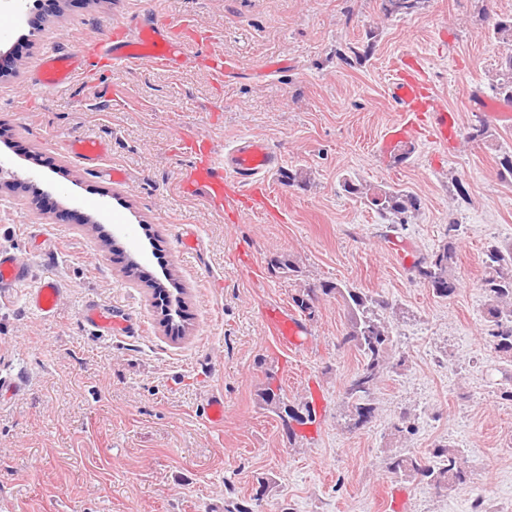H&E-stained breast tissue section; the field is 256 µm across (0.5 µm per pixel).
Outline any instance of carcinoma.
<instances>
[{
    "instance_id": "1",
    "label": "carcinoma",
    "mask_w": 512,
    "mask_h": 512,
    "mask_svg": "<svg viewBox=\"0 0 512 512\" xmlns=\"http://www.w3.org/2000/svg\"><path fill=\"white\" fill-rule=\"evenodd\" d=\"M418 3L420 0H382V9L386 16L408 14L418 7ZM491 32L495 42L512 46V15L491 18ZM492 89L503 101L512 102V52L501 58ZM343 188L351 195L367 199L378 211L397 219L401 225L404 224L401 216L420 208L419 199L401 189L371 192L352 180L344 181ZM454 264L456 249L453 243L447 242L430 257L419 261L415 271L437 296L448 298L458 288L457 280L451 275ZM482 265V288L489 296L486 307L489 336L497 352L512 357V242L488 245L483 252ZM320 291L324 295H338L348 309L350 327L343 343L362 355L363 365L347 380L344 399L351 419H369L375 411L369 398L376 387L379 372L386 364L390 344L388 327L377 310L387 309L388 302L337 283L323 284ZM259 397L261 405L279 417L287 409L280 393L269 384ZM460 455V451L450 453L444 446L434 449L429 455L416 452L396 454L387 459V469L395 475L419 477L436 488H446L451 483L466 481L467 472L458 466Z\"/></svg>"
}]
</instances>
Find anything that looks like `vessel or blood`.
Here are the masks:
<instances>
[{
  "label": "vessel or blood",
  "mask_w": 512,
  "mask_h": 512,
  "mask_svg": "<svg viewBox=\"0 0 512 512\" xmlns=\"http://www.w3.org/2000/svg\"><path fill=\"white\" fill-rule=\"evenodd\" d=\"M196 26L186 20L175 25L160 15L141 24L138 36H131L127 28H120L112 37L98 43L97 49L105 59L118 65L147 64L169 70L176 69L191 49L200 44L195 36ZM86 58L81 49L66 51L48 50L37 66L35 84L39 87H57L70 82L81 74ZM391 96L397 118L389 124L375 145L382 155L399 154L417 148L422 125H429L430 139L438 144L448 143L457 136V115L441 99L432 95L422 72H396L392 80ZM184 148L194 164L187 172L188 189L197 195L213 199L224 208H237L244 200L236 183L245 181L254 201L266 200L265 178L279 169L281 156L264 138L252 137L232 146L223 161H216L211 147L194 133L182 138ZM69 153L87 161L100 160L107 147L100 142L72 140L67 145ZM247 192V193H248ZM26 291L29 308L48 315L55 311L61 285L53 277L34 280L30 262L9 250H0V294L13 289ZM82 315L87 323L104 336L127 333L132 323L128 317L117 316L112 309L95 302H87ZM265 322L279 344L295 349L300 344L303 323L281 307L265 312Z\"/></svg>",
  "instance_id": "obj_1"
}]
</instances>
